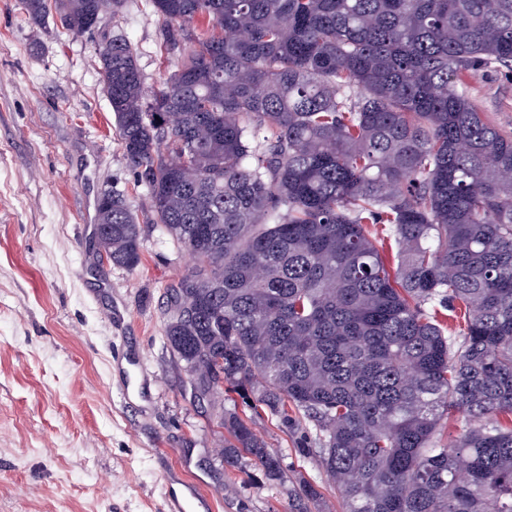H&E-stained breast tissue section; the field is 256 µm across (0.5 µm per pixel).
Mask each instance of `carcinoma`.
<instances>
[{"label": "carcinoma", "mask_w": 512, "mask_h": 512, "mask_svg": "<svg viewBox=\"0 0 512 512\" xmlns=\"http://www.w3.org/2000/svg\"><path fill=\"white\" fill-rule=\"evenodd\" d=\"M51 1L76 34L122 2L23 0L28 21ZM151 5L183 44L160 91L125 39L99 56L128 165L194 258L167 289V344L197 405L226 384L241 399L220 408L221 463L288 484V512L318 505L241 404L319 457L344 512H512V136L469 89L512 76V0ZM96 237L140 264L122 195L101 196Z\"/></svg>", "instance_id": "carcinoma-1"}]
</instances>
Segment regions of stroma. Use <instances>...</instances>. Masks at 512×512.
I'll return each mask as SVG.
<instances>
[{
	"label": "stroma",
	"mask_w": 512,
	"mask_h": 512,
	"mask_svg": "<svg viewBox=\"0 0 512 512\" xmlns=\"http://www.w3.org/2000/svg\"><path fill=\"white\" fill-rule=\"evenodd\" d=\"M116 35L135 49L147 93L162 89L178 57L161 53L149 0H123L78 35L0 0V512H169L172 489L198 496L196 512H288L287 489L249 459L220 466L228 432L194 405L167 345L166 291L191 260L128 166L98 54ZM470 94L512 133L511 77L477 76ZM108 190L142 227L136 268L97 257ZM250 421L317 487L319 512H343L318 457H295L267 413Z\"/></svg>",
	"instance_id": "obj_1"
}]
</instances>
